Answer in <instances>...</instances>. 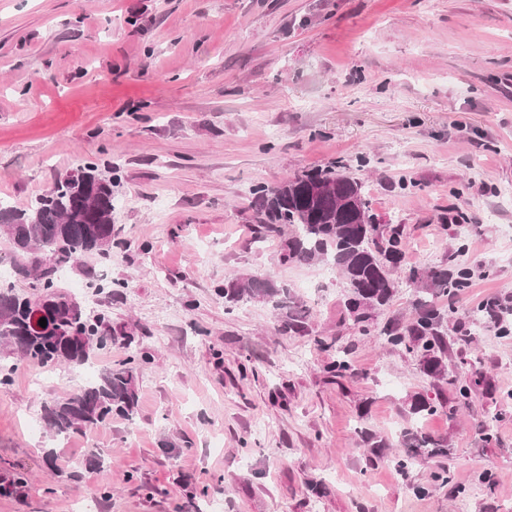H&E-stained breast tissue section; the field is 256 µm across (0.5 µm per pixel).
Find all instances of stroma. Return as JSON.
<instances>
[{
	"label": "stroma",
	"instance_id": "obj_1",
	"mask_svg": "<svg viewBox=\"0 0 512 512\" xmlns=\"http://www.w3.org/2000/svg\"><path fill=\"white\" fill-rule=\"evenodd\" d=\"M334 161L401 226L404 268L472 271L459 320L476 341L448 371L493 388L424 419L448 453L403 471L407 395L437 403L450 385L354 326L336 271L253 239L254 186ZM87 163L116 179L115 245L61 285L117 337L93 373L127 359V335L152 360L132 418L67 436L41 405L82 387L78 371L39 385L20 365L0 390V478L28 484L0 512L88 495L100 512L217 497L224 512H512V335L471 314L512 302V0H0V198L27 208ZM241 273L274 274L307 332H280L264 302L226 311L217 290ZM364 428L388 441L380 457Z\"/></svg>",
	"mask_w": 512,
	"mask_h": 512
}]
</instances>
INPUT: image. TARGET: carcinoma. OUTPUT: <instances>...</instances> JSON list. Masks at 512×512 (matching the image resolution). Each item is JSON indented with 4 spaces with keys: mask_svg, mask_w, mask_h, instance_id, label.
Masks as SVG:
<instances>
[{
    "mask_svg": "<svg viewBox=\"0 0 512 512\" xmlns=\"http://www.w3.org/2000/svg\"><path fill=\"white\" fill-rule=\"evenodd\" d=\"M316 182L323 183L325 190L305 194L306 186ZM254 194L258 241L279 239L278 260L283 265L318 262L334 268L349 289L346 310L353 322L363 325L374 320L376 311L394 296V275L401 271L406 242L397 226L383 233L363 182L345 166L333 165L296 173L271 186L260 185ZM112 209V178L91 164L57 179L26 209L1 203L0 234L10 243L14 273L34 277L35 288L67 296L55 281L61 267L93 253L111 255ZM406 279L416 290L414 314L403 323L387 324L378 338L416 354L423 373L441 380L448 373L450 347L456 343L448 336V325L458 311L457 298L471 287V272L467 267L411 269ZM220 293L229 311L245 301L271 302L280 310L282 330H308L305 311L271 276L234 277L224 282ZM33 303L31 296L18 294L14 284L0 283V347L19 355L11 364L0 363L1 390L13 384L22 362L76 368L115 340L104 316L84 312L74 300L58 310L46 327L36 329ZM151 359V354L137 351L118 367L102 372L95 382L45 403L44 426L60 436L104 425L115 415L132 417L137 406L135 371L139 363ZM330 371L338 378L351 375L348 352L336 355ZM434 412L436 407L422 395L408 398L407 414L413 423ZM361 437L373 455L389 447L385 438L372 431H361ZM397 447L396 464L405 468L421 454L447 453L448 444L407 428Z\"/></svg>",
    "mask_w": 512,
    "mask_h": 512,
    "instance_id": "1",
    "label": "carcinoma"
}]
</instances>
